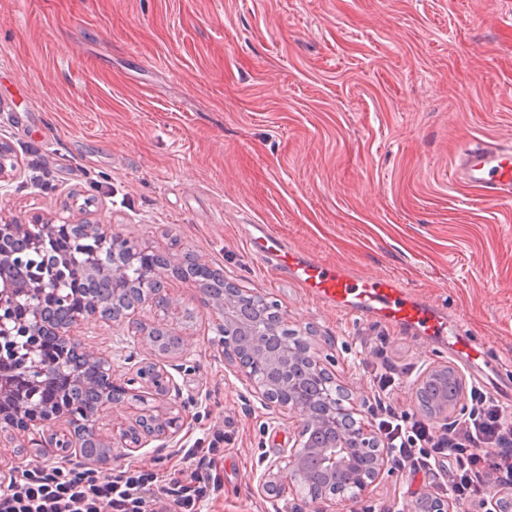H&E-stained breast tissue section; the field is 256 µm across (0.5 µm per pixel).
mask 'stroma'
<instances>
[{
    "instance_id": "obj_1",
    "label": "stroma",
    "mask_w": 512,
    "mask_h": 512,
    "mask_svg": "<svg viewBox=\"0 0 512 512\" xmlns=\"http://www.w3.org/2000/svg\"><path fill=\"white\" fill-rule=\"evenodd\" d=\"M0 142L17 165L0 224L107 225L172 263L200 261L260 294L305 336L373 425L365 340L383 336L415 377L468 363L355 320L253 257L242 227L356 276H387L446 312L512 376V199L491 201L452 175L468 140L512 137V0H0ZM193 323L174 324L166 358L187 419L126 464L171 477L190 448L222 436L205 512H345L257 491L296 423L253 395L224 353L213 308L161 271ZM111 354L125 325L77 330ZM395 394L417 407L415 384ZM55 460L32 434H0V481L18 448ZM386 469L364 512H405L433 492Z\"/></svg>"
}]
</instances>
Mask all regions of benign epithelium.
<instances>
[{"mask_svg": "<svg viewBox=\"0 0 512 512\" xmlns=\"http://www.w3.org/2000/svg\"><path fill=\"white\" fill-rule=\"evenodd\" d=\"M74 228L76 246L66 259L67 267L93 268L99 264V254L107 253L113 262L101 267V271L112 280L113 291L117 292L119 286L131 282V269L140 253L131 241L116 233L98 232L94 248L86 249L82 226L76 224ZM24 230L30 248L44 258H50L57 225L36 220L24 225ZM16 234L17 225H0L2 268L15 263L17 253L12 251L11 242ZM163 265L161 259H156V264L136 281V290L124 306L102 314L99 305L95 304L64 320L45 310L48 300L57 299L63 307L71 301L63 268L44 266L34 272L31 282L24 285L5 276L0 278V363L12 365L28 382V389L20 392L13 383L0 387L8 391L12 401L11 415L0 414V433L5 428L16 427L37 434L62 423L64 427L44 439L42 447L57 448L58 456L64 458L75 442L88 437L99 439V413L111 408L129 409L139 403L142 405L139 414L112 438V461L120 462L129 457L130 450L143 447L147 439L174 437L180 432L184 417L172 400L173 380L159 363L153 337L145 334V324L139 318L147 308L168 309L172 305L155 274V270ZM195 288L201 303L212 305L219 311V328L246 321L237 309L235 284L224 282V292L217 298L198 283ZM97 314L128 326L132 344L148 351V357L135 365L136 377L143 390L137 391L117 381L112 360L91 351L73 336L74 328L81 321ZM46 336L56 337L63 350H75L80 359L43 360L39 352ZM224 347L231 350L240 373L261 399L288 413L298 424V434L292 446L267 464L258 481V492L276 497L288 488L300 493L306 502L337 499L348 506L349 512H362L361 502L366 492L386 469L388 449L381 447L370 428L353 417L354 408L347 407L351 395L336 385L330 369L306 345L297 352V360L307 364L308 374L303 377L290 374L286 379L275 381L266 376L264 365L279 363L284 357L288 363H293L288 343L255 339L237 345L235 337L227 333ZM84 359L96 363L98 368L94 412H89L78 402L61 406L54 400L40 397L41 387L60 376L87 387ZM146 391L150 392L151 399L165 405V412L156 413L149 404L151 399L144 398Z\"/></svg>", "mask_w": 512, "mask_h": 512, "instance_id": "1", "label": "benign epithelium"}]
</instances>
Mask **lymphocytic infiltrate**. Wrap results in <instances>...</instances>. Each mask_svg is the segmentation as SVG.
Instances as JSON below:
<instances>
[{"label": "lymphocytic infiltrate", "mask_w": 512, "mask_h": 512, "mask_svg": "<svg viewBox=\"0 0 512 512\" xmlns=\"http://www.w3.org/2000/svg\"><path fill=\"white\" fill-rule=\"evenodd\" d=\"M405 381L388 362L373 363L370 386L379 413L377 434L389 450L394 470L416 478L443 470V494L458 512H474L493 488L512 489V415L481 387H471L467 416L437 427L409 408L392 403ZM217 444L190 448L179 476L165 478L150 469L105 474L86 466H43L10 477L0 488V512H203L221 490L211 464Z\"/></svg>", "instance_id": "f902f5d3"}]
</instances>
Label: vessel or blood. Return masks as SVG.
I'll return each instance as SVG.
<instances>
[{
	"label": "vessel or blood",
	"mask_w": 512,
	"mask_h": 512,
	"mask_svg": "<svg viewBox=\"0 0 512 512\" xmlns=\"http://www.w3.org/2000/svg\"><path fill=\"white\" fill-rule=\"evenodd\" d=\"M457 177L467 188L481 190L492 200L512 196V139H477L464 143L456 155ZM251 253L272 263L287 277L318 298L357 317L374 318L424 339L447 337L457 356L469 359L476 377L512 400V384L494 380L497 363L491 352L463 335L434 306L410 296L388 277L354 278L342 270L288 247L267 225H252L247 234Z\"/></svg>",
	"instance_id": "vessel-or-blood-1"
}]
</instances>
